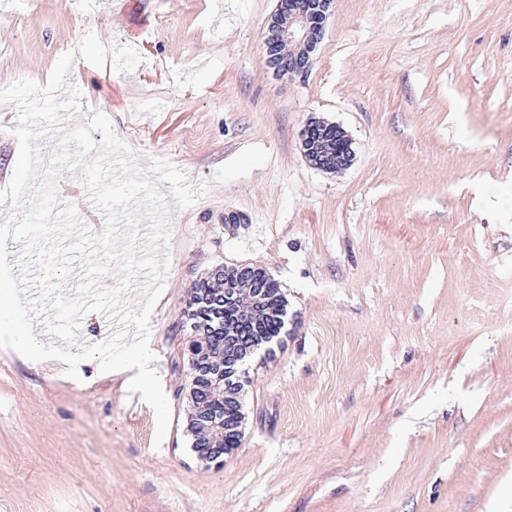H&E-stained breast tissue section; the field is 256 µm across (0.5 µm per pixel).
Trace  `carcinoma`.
<instances>
[{"instance_id":"1","label":"carcinoma","mask_w":512,"mask_h":512,"mask_svg":"<svg viewBox=\"0 0 512 512\" xmlns=\"http://www.w3.org/2000/svg\"><path fill=\"white\" fill-rule=\"evenodd\" d=\"M264 293V304L258 315L247 322L238 316L236 306L224 302V309H213L205 300L224 294V289L250 284ZM184 316L190 323L191 334L187 342L188 360L215 353L228 347L239 356H247L264 345L281 339L288 320V302L279 285L262 268L239 264L219 267L195 283L187 301ZM192 398L188 431L192 448L204 452L211 447V434L205 423L212 416L223 419L224 433L221 448L229 454L240 447L243 432L242 392L244 383L230 376L224 389L206 375L191 376Z\"/></svg>"}]
</instances>
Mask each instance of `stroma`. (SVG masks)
<instances>
[{
    "instance_id": "1",
    "label": "stroma",
    "mask_w": 512,
    "mask_h": 512,
    "mask_svg": "<svg viewBox=\"0 0 512 512\" xmlns=\"http://www.w3.org/2000/svg\"><path fill=\"white\" fill-rule=\"evenodd\" d=\"M276 4L0 0V84L47 83L89 31L134 46L132 71L66 80L141 167L204 190L170 212L161 406L0 349V512H488L512 482V0H334L302 79L268 65ZM312 118L351 137L343 173L303 157ZM18 119L0 103V191ZM56 191L102 232L76 176ZM235 264L273 276L288 325L218 465L191 448L184 309Z\"/></svg>"
}]
</instances>
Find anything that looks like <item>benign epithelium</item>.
Returning a JSON list of instances; mask_svg holds the SVG:
<instances>
[{
  "label": "benign epithelium",
  "mask_w": 512,
  "mask_h": 512,
  "mask_svg": "<svg viewBox=\"0 0 512 512\" xmlns=\"http://www.w3.org/2000/svg\"><path fill=\"white\" fill-rule=\"evenodd\" d=\"M333 0H278L264 33L263 45L274 72L290 78L307 76L321 43ZM300 147L306 161L314 168L341 173L354 161L352 140L339 125L316 122L305 125ZM192 371H206L215 382L224 381L225 368L205 357L197 358Z\"/></svg>",
  "instance_id": "benign-epithelium-1"
}]
</instances>
